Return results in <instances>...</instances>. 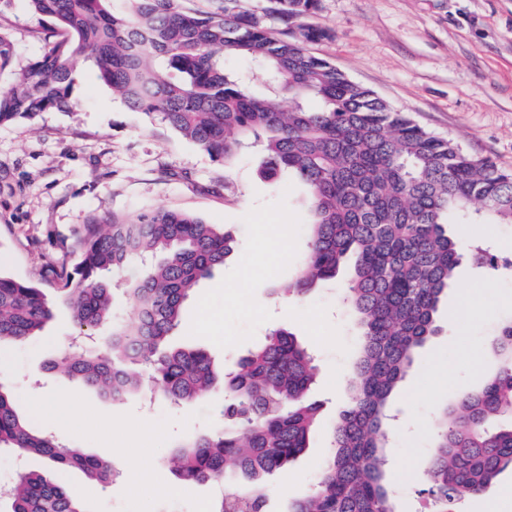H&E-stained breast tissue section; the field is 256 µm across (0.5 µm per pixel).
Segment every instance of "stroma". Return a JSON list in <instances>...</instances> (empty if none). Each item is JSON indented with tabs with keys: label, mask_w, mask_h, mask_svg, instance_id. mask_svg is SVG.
I'll return each mask as SVG.
<instances>
[{
	"label": "stroma",
	"mask_w": 512,
	"mask_h": 512,
	"mask_svg": "<svg viewBox=\"0 0 512 512\" xmlns=\"http://www.w3.org/2000/svg\"><path fill=\"white\" fill-rule=\"evenodd\" d=\"M310 21L329 32L311 44L313 53L435 134L512 173V0H320ZM51 23L29 14L23 0L0 10L16 69L43 54V29ZM72 99L69 110L0 125V272L42 283L43 267L92 213L133 217L163 208L224 225L237 247L184 305L177 336L205 347L219 367L273 328L288 329L316 350L311 397L322 405L321 421L306 453L276 474L269 502V512H287L313 487L332 447L360 342L338 301L344 279L304 297L285 291L308 249L305 187L289 176L264 180L251 150L224 165L166 124L129 109L89 68H81ZM284 234L290 244L283 256L276 241ZM42 285L53 317L40 336L7 344L12 366L0 383L12 389L33 430L105 459L115 471L108 484L77 469L58 474V481L86 512H201L210 485L178 479L164 461L186 435L223 423V392L185 406L138 394L114 401L60 377L49 364L77 331L67 292ZM474 301L483 307L478 318L451 316L452 308ZM511 318L512 273L459 268L439 312L440 334L420 350L392 398L398 427L389 440V474L398 512H428L422 472L437 410L478 388L494 369L485 347ZM440 366L451 368L452 385L441 383ZM49 401L70 415L69 428L44 413ZM135 458L147 480L132 489L127 476Z\"/></svg>",
	"instance_id": "1"
}]
</instances>
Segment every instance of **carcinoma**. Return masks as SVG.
Returning a JSON list of instances; mask_svg holds the SVG:
<instances>
[{
	"mask_svg": "<svg viewBox=\"0 0 512 512\" xmlns=\"http://www.w3.org/2000/svg\"><path fill=\"white\" fill-rule=\"evenodd\" d=\"M25 0L54 27L42 56L13 74L14 48L0 28V125L32 122L72 107L77 67L131 109L151 115L224 164L257 151L260 176L287 172L309 199V244L291 292L306 294L352 267L343 301L361 336L349 402L333 428V448L313 488L288 512H397L387 485L391 398L416 351L438 335L437 313L463 262L496 271L511 257L467 248L449 230L475 215L512 224V174L452 139L435 135L307 45L328 36L304 19L319 0H268L258 14L241 0H213L201 11L181 0ZM229 56L264 75L257 90L226 68ZM288 98V107L277 103ZM235 249L218 224L159 209L135 218L91 215L46 269L68 291L75 323L112 325L110 341L52 368L120 400L145 389L175 404L224 388L228 427L186 437L170 463L186 481L224 483L213 512H268L272 478L308 448L319 405L307 394L314 354L284 328L218 372L204 348L177 345L185 303ZM136 317L112 315L110 278L131 269ZM52 318L42 291L0 275V343L39 335ZM497 367L484 384L442 410L423 471L436 512L487 490L512 472V319L495 338ZM42 456L53 470L78 469L109 483L111 466L62 448L30 429L0 385V450ZM5 512H86L43 472L22 474Z\"/></svg>",
	"mask_w": 512,
	"mask_h": 512,
	"instance_id": "carcinoma-1",
	"label": "carcinoma"
}]
</instances>
